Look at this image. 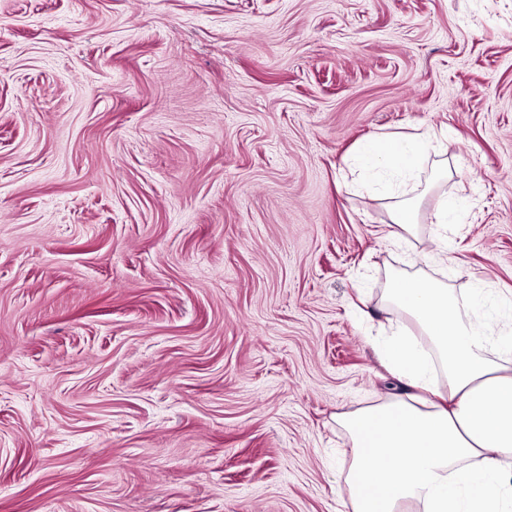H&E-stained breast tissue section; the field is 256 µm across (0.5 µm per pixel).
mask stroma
<instances>
[{"label":"stroma","instance_id":"obj_1","mask_svg":"<svg viewBox=\"0 0 512 512\" xmlns=\"http://www.w3.org/2000/svg\"><path fill=\"white\" fill-rule=\"evenodd\" d=\"M396 273L512 294V0H0V512H351ZM437 141V133L426 129L410 136H386L366 144L362 150L364 168L386 182L410 181L419 157L431 149ZM418 211L411 199L399 203L391 214V223L399 230L390 236L400 238L403 234H412L418 224ZM462 207L458 200L450 199L444 203L435 214L436 227L438 229L439 239L446 241L448 239V228L454 226L460 219Z\"/></svg>","mask_w":512,"mask_h":512}]
</instances>
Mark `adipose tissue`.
Returning <instances> with one entry per match:
<instances>
[{
    "label": "adipose tissue",
    "instance_id": "1",
    "mask_svg": "<svg viewBox=\"0 0 512 512\" xmlns=\"http://www.w3.org/2000/svg\"><path fill=\"white\" fill-rule=\"evenodd\" d=\"M437 140L434 130L366 144L364 168L405 183ZM388 302L417 321L419 337L392 329L379 351L413 400L396 396L344 416L351 462L340 486L351 512H512V300L500 329L481 314L482 291L398 276Z\"/></svg>",
    "mask_w": 512,
    "mask_h": 512
}]
</instances>
